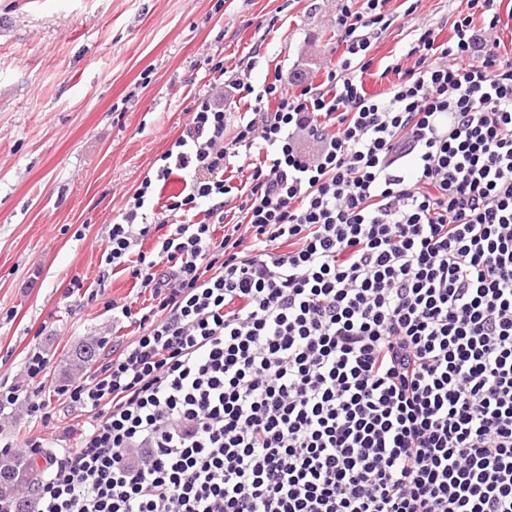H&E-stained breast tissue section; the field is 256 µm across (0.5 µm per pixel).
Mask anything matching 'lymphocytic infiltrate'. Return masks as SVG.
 I'll return each mask as SVG.
<instances>
[{
	"label": "lymphocytic infiltrate",
	"instance_id": "lymphocytic-infiltrate-1",
	"mask_svg": "<svg viewBox=\"0 0 512 512\" xmlns=\"http://www.w3.org/2000/svg\"><path fill=\"white\" fill-rule=\"evenodd\" d=\"M388 2L339 0L335 67L263 86L234 134L194 98L110 230L149 298L112 304L137 336L62 388L75 446L0 434L42 472L32 512H512V56L498 0L445 39L411 0L368 92Z\"/></svg>",
	"mask_w": 512,
	"mask_h": 512
}]
</instances>
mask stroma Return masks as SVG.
Instances as JSON below:
<instances>
[{
  "instance_id": "35a3bbf8",
  "label": "stroma",
  "mask_w": 512,
  "mask_h": 512,
  "mask_svg": "<svg viewBox=\"0 0 512 512\" xmlns=\"http://www.w3.org/2000/svg\"><path fill=\"white\" fill-rule=\"evenodd\" d=\"M335 19L336 0H0V384L19 382L41 350L59 433L83 422L57 395L95 371L76 368L79 348L108 353L136 334L103 302L134 301L138 288L101 256L209 91L211 59L256 88L316 85L340 51ZM75 277L103 301L67 295Z\"/></svg>"
}]
</instances>
